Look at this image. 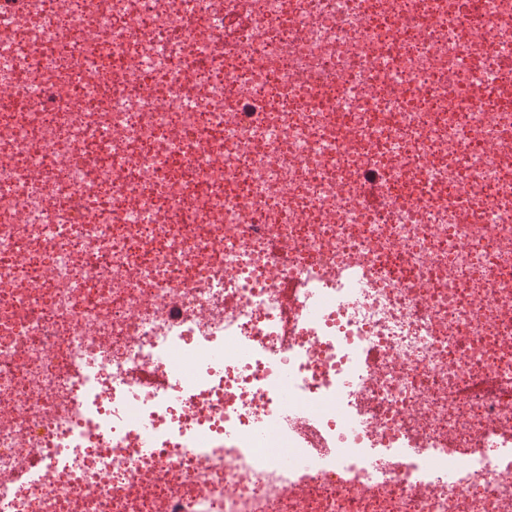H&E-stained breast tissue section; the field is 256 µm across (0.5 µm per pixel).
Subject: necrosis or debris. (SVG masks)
I'll use <instances>...</instances> for the list:
<instances>
[{
  "label": "necrosis or debris",
  "instance_id": "1",
  "mask_svg": "<svg viewBox=\"0 0 512 512\" xmlns=\"http://www.w3.org/2000/svg\"><path fill=\"white\" fill-rule=\"evenodd\" d=\"M480 11L0 0V512H512V402L457 394L512 382Z\"/></svg>",
  "mask_w": 512,
  "mask_h": 512
}]
</instances>
